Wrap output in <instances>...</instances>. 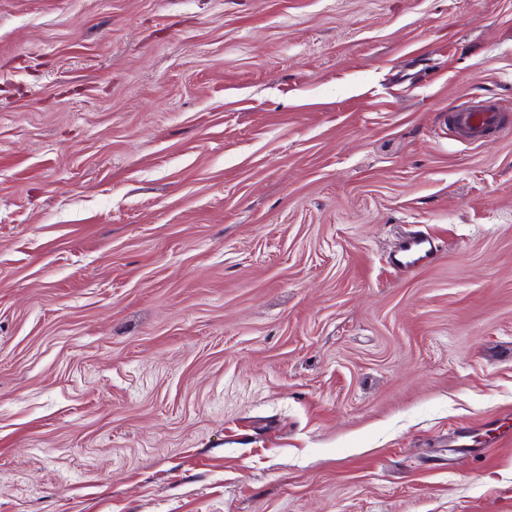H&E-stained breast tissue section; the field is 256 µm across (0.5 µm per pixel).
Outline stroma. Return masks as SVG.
<instances>
[{"label":"stroma","instance_id":"stroma-1","mask_svg":"<svg viewBox=\"0 0 512 512\" xmlns=\"http://www.w3.org/2000/svg\"><path fill=\"white\" fill-rule=\"evenodd\" d=\"M496 420L512 0H0V512H512ZM501 110L496 103L471 99L461 108L448 113V121L463 138L479 140L486 129L498 126ZM413 253L414 256L404 258L401 254ZM434 259V251L430 241L423 237L418 231H412L406 234L403 244L399 251L398 261L402 264L410 263L406 267H413Z\"/></svg>","mask_w":512,"mask_h":512}]
</instances>
